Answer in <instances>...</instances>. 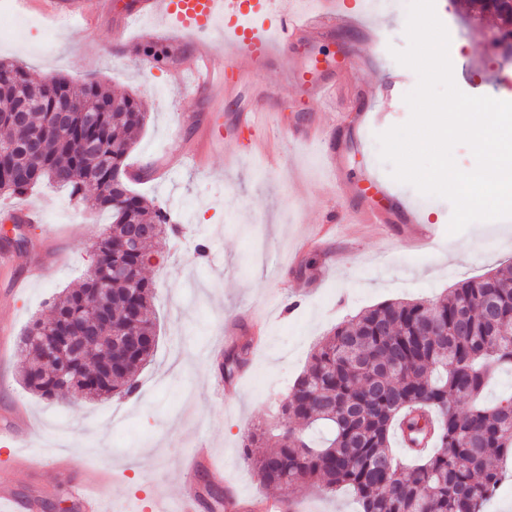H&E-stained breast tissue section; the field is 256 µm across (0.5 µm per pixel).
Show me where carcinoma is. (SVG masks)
<instances>
[{
  "label": "carcinoma",
  "mask_w": 512,
  "mask_h": 512,
  "mask_svg": "<svg viewBox=\"0 0 512 512\" xmlns=\"http://www.w3.org/2000/svg\"><path fill=\"white\" fill-rule=\"evenodd\" d=\"M470 8L494 16L512 39V0H471ZM146 121L131 94L64 76L50 87L0 60V193L55 182L112 213L84 282L53 297L50 317L21 337L29 358L22 383L44 398L130 395L153 356L155 284L143 258L172 226L131 189L124 165ZM97 307L110 312L112 331L95 322ZM75 325L95 337L81 351L68 341ZM129 329L139 343L123 342ZM48 336L58 352L52 363L43 356ZM114 356L112 376L100 375L102 359ZM504 367L512 369L509 272L468 279L437 302H383L315 346L281 406L285 424L249 433L243 462L267 487H350L362 512H481L504 479L501 462L512 458V399L483 402L491 369ZM451 396L466 409L453 408Z\"/></svg>",
  "instance_id": "carcinoma-1"
}]
</instances>
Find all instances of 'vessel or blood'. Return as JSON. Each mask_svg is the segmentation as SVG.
<instances>
[{"label": "vessel or blood", "mask_w": 512, "mask_h": 512, "mask_svg": "<svg viewBox=\"0 0 512 512\" xmlns=\"http://www.w3.org/2000/svg\"><path fill=\"white\" fill-rule=\"evenodd\" d=\"M45 16L71 23L91 20L111 11L112 0H29ZM275 14L274 35L264 37L256 28L245 25V18L264 11ZM136 16L154 17V24L141 27L137 43L161 41L167 38L187 40L193 44L189 60L178 63L182 86L208 95L214 100L238 94L249 74L286 70L298 92L312 94L320 103L334 99L345 74L313 57L296 56L291 47L303 41L317 45L350 18L341 0H140ZM270 110L264 99H256L235 117L236 130L228 135L223 125L207 126L199 139L185 144L184 160L198 169H206L209 156L228 152L233 157L254 156L258 153L260 131L266 126ZM296 142H315L320 146L323 161L331 173L334 193L348 189L340 168V149L330 139L321 124L313 123L291 131ZM29 413L25 406L16 405L8 422L0 424V441L14 440L16 426H27ZM29 458L15 453L7 467L0 470V512H35V499L20 498L13 476L26 468ZM60 479L71 480V494L81 512H103V500L109 490L105 479L94 473L71 479L68 469L53 466ZM206 473L210 483L225 484L224 472L214 463L211 449H196L187 466L181 493L173 498H155L149 505L135 503L136 512H200L202 490L195 477ZM226 486L224 512H291L292 506L282 497H245L234 486Z\"/></svg>", "instance_id": "vessel-or-blood-1"}]
</instances>
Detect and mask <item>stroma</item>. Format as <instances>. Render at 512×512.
Segmentation results:
<instances>
[{
  "instance_id": "1",
  "label": "stroma",
  "mask_w": 512,
  "mask_h": 512,
  "mask_svg": "<svg viewBox=\"0 0 512 512\" xmlns=\"http://www.w3.org/2000/svg\"><path fill=\"white\" fill-rule=\"evenodd\" d=\"M397 3L343 0L348 12L378 28L379 38L370 45L357 30L345 29L315 48V55L332 65L343 61L344 50L353 46L372 61L363 81H347L330 107L297 97L278 74L251 80L252 90L271 92L272 107L284 123L316 121L338 128L349 192L334 199L321 192L325 169L312 145L278 140L275 173L253 157L239 162L230 175L220 156L211 160L206 173L181 164L182 140L194 138L198 124L214 112L232 125L243 100L225 99L219 110L206 98L181 89L170 66L156 63L140 69L139 49L113 43V20L73 30L47 24L37 9L22 4L0 19L4 28H25L22 34L0 37V59L26 67L34 79L94 78L143 101L149 118L126 164L170 163L168 177L137 180L133 188L162 207L178 226L176 234L150 247L160 256L145 269L156 284L157 344L139 375L137 393L67 404L24 387L19 338L33 319L48 315L53 296L85 278L91 233L111 224L112 215L48 183L0 197V251L16 256L11 264L0 266V290L24 276L29 263H40L46 270L43 278L27 286L13 309L0 312V323L10 325V350L0 360V372L7 375L0 386V416L19 401L35 420L25 448L31 465L16 473L15 489L20 496L36 498L38 512H56L58 505L72 502L69 484L54 480L48 471L55 458L67 457L75 475L87 469L120 474L105 512H130L136 498L176 496L184 478L181 461L203 440L211 444L242 494L292 497L301 501L304 512H358L348 490L325 497L301 486H261L242 461L248 432L280 422V406L290 387L315 345L336 325L385 301H434L464 280L512 267V219L475 223L449 234L451 203L395 181L390 165L380 157L378 135L409 119L404 97L418 82L417 74L392 56L393 50L407 46L406 23ZM465 4L435 0L454 34L449 56L455 83L472 96H507L512 63L493 58L485 44L484 34L496 21L490 16L466 19ZM354 102L375 114L362 134L354 119L344 116ZM402 202L415 210L421 223L435 226L438 246L404 244L401 223L394 217ZM23 205L40 208L43 221L26 225L23 240L17 242L5 222L10 208ZM373 205L391 212L385 228L369 231L361 224H344L326 236L320 248L298 252V244L320 226L329 210ZM201 242L209 249L203 259L194 255ZM251 315L265 320L266 334L248 351L241 393L235 403L227 404L211 385L222 364L207 360L205 351L215 345L231 349L224 338L225 323Z\"/></svg>"
}]
</instances>
